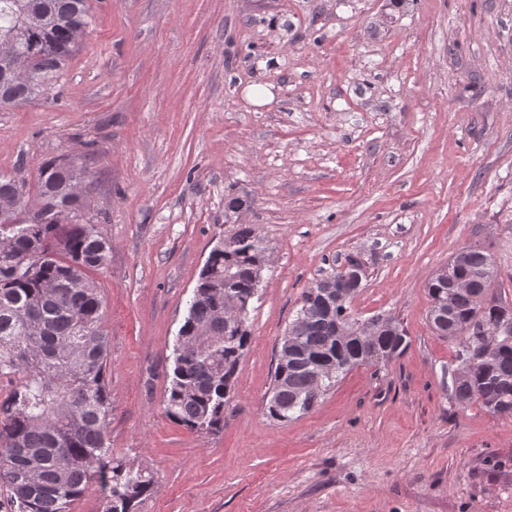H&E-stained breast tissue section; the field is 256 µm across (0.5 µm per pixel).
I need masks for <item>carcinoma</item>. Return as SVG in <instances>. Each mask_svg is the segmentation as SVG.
Wrapping results in <instances>:
<instances>
[{"mask_svg": "<svg viewBox=\"0 0 512 512\" xmlns=\"http://www.w3.org/2000/svg\"><path fill=\"white\" fill-rule=\"evenodd\" d=\"M91 24L89 0H0V47L19 65H0V107L39 96L72 59ZM86 167L62 158L38 173L36 196L27 178L0 173V205L21 199L0 218V512H71L96 486L101 512H138L154 492L143 465L118 455L107 434L112 402L105 380L110 353L101 327L103 299L88 272L107 264L112 244L84 220L79 183ZM267 246L249 226L215 246L200 272L171 354L163 392L167 417L190 431L224 429L239 366L250 343L249 316L258 296L255 275ZM455 288L440 270L426 283L429 322L440 336L459 340L454 397L480 402L493 415L512 414V306L493 292L502 280L490 253L478 246L451 259ZM344 299L324 315L302 294L288 325L285 364L275 363L270 418L288 421L314 407L355 366H378L408 348L397 317L360 319L351 304L362 278L330 274ZM234 307L241 318L224 322ZM335 360L318 383L310 366Z\"/></svg>", "mask_w": 512, "mask_h": 512, "instance_id": "carcinoma-1", "label": "carcinoma"}]
</instances>
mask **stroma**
<instances>
[{
    "label": "stroma",
    "mask_w": 512,
    "mask_h": 512,
    "mask_svg": "<svg viewBox=\"0 0 512 512\" xmlns=\"http://www.w3.org/2000/svg\"><path fill=\"white\" fill-rule=\"evenodd\" d=\"M61 77L0 109V173L83 158L110 338L114 451L148 467L140 512H512V416L453 395L457 341L427 280L464 247L512 303V0H91ZM269 89L261 105L246 96ZM243 223L270 252L251 345L215 434L172 422L168 356L210 250ZM352 309L410 345L297 418L268 417L303 291L344 265Z\"/></svg>",
    "instance_id": "obj_1"
}]
</instances>
